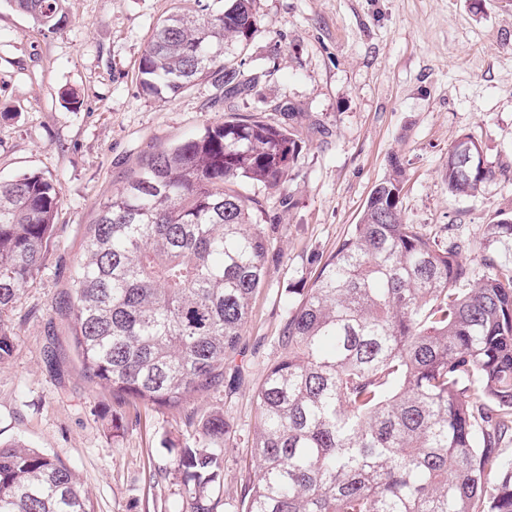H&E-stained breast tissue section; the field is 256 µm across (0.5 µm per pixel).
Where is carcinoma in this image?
I'll list each match as a JSON object with an SVG mask.
<instances>
[{
    "mask_svg": "<svg viewBox=\"0 0 512 512\" xmlns=\"http://www.w3.org/2000/svg\"><path fill=\"white\" fill-rule=\"evenodd\" d=\"M49 33L60 0H9ZM139 64L143 95L173 98L211 79L249 91L252 0H174ZM299 154L260 116L208 123L155 154L101 206L72 280V338L85 375L124 401L181 411L224 387L266 274L268 240L235 186L278 189ZM455 196L493 172L463 136L442 171ZM397 157L351 233L288 309L280 355L256 394L255 478L241 512H512V259L458 260L466 244L424 238L399 208ZM61 197L40 172L0 182V359L6 317L37 276ZM512 240V217L487 241ZM231 429L202 419L177 449L186 512H218L217 451ZM0 512H96L78 472L22 441L0 444Z\"/></svg>",
    "mask_w": 512,
    "mask_h": 512,
    "instance_id": "1",
    "label": "carcinoma"
}]
</instances>
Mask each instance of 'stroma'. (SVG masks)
Returning <instances> with one entry per match:
<instances>
[{
	"label": "stroma",
	"mask_w": 512,
	"mask_h": 512,
	"mask_svg": "<svg viewBox=\"0 0 512 512\" xmlns=\"http://www.w3.org/2000/svg\"><path fill=\"white\" fill-rule=\"evenodd\" d=\"M172 6L64 0L66 24L50 33L0 0V181L40 172L62 199L40 271L9 315L0 441L58 454L97 512H180L185 490L163 441H193L208 410L234 425L218 495L238 512L255 394L280 353L288 305L356 224L391 156L406 167L401 209L419 235L469 242L461 260L478 274L485 258L512 257V242L485 241L488 225L512 215V0H254L243 56L258 82L247 95L227 99L201 80L175 98H147L139 58ZM66 89L80 107L62 99ZM258 112L289 124L301 150L279 191L238 186L257 202L269 251L225 388L192 409L141 411L113 437V414L132 407L85 377L71 340V272L89 227L151 154L206 123ZM465 135L494 175L455 197L442 170Z\"/></svg>",
	"instance_id": "35a3bbf8"
}]
</instances>
